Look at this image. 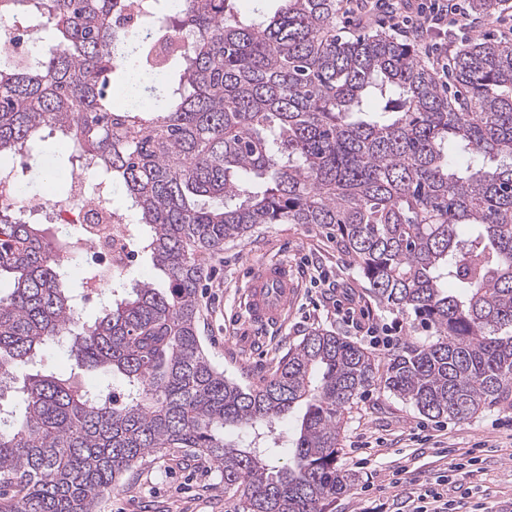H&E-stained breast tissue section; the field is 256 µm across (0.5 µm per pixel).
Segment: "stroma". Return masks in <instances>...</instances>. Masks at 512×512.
<instances>
[{"label":"stroma","mask_w":512,"mask_h":512,"mask_svg":"<svg viewBox=\"0 0 512 512\" xmlns=\"http://www.w3.org/2000/svg\"><path fill=\"white\" fill-rule=\"evenodd\" d=\"M287 264L299 280L288 317L254 326L243 307L253 268ZM198 294L199 336L211 362L242 387L259 385L314 328L335 330L386 364L396 343L428 336L411 317L371 297L356 262L333 233L314 224H260L247 238L207 255ZM339 466L355 480L326 512H410L418 481L448 476L469 489L478 512H512V408L496 405L467 420L434 421L372 387L343 417ZM214 463L175 448L125 473L100 512H231Z\"/></svg>","instance_id":"35a3bbf8"}]
</instances>
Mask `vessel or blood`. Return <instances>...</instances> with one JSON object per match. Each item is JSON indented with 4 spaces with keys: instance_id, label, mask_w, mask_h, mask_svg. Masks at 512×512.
Instances as JSON below:
<instances>
[{
    "instance_id": "b4317fda",
    "label": "vessel or blood",
    "mask_w": 512,
    "mask_h": 512,
    "mask_svg": "<svg viewBox=\"0 0 512 512\" xmlns=\"http://www.w3.org/2000/svg\"><path fill=\"white\" fill-rule=\"evenodd\" d=\"M296 294L297 285L288 266L273 264L256 269L245 291L250 322L259 327L280 325Z\"/></svg>"
}]
</instances>
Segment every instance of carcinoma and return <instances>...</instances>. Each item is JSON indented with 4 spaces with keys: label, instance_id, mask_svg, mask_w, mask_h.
I'll use <instances>...</instances> for the list:
<instances>
[{
    "label": "carcinoma",
    "instance_id": "cac0c4a2",
    "mask_svg": "<svg viewBox=\"0 0 512 512\" xmlns=\"http://www.w3.org/2000/svg\"><path fill=\"white\" fill-rule=\"evenodd\" d=\"M237 2L0 0L1 23L42 39L32 59L0 50V174L59 133L90 193L125 191L162 273L82 321L62 235L0 201V384L63 337L77 367L27 374L19 409H0V512H98L170 448L217 465L233 512H324L354 481L337 465L342 415L365 389L449 420L512 397V40L470 39L447 84L415 41L337 33L341 0L248 16ZM131 10L137 41L116 24ZM257 224L336 232L371 296L432 341L399 342L381 374L314 329L260 386L224 378L198 334L202 257ZM83 368L121 380L124 401L83 387ZM295 410L285 466L224 438Z\"/></svg>",
    "mask_w": 512,
    "mask_h": 512
}]
</instances>
